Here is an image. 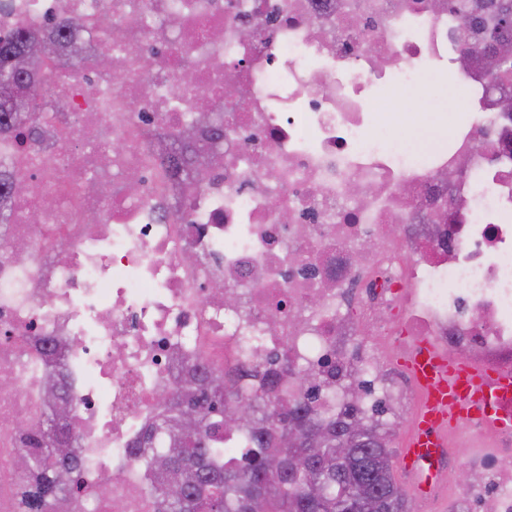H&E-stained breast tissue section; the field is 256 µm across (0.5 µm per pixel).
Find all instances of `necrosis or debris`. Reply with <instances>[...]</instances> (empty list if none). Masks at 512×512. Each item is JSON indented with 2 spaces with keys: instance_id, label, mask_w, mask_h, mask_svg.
Returning <instances> with one entry per match:
<instances>
[{
  "instance_id": "obj_1",
  "label": "necrosis or debris",
  "mask_w": 512,
  "mask_h": 512,
  "mask_svg": "<svg viewBox=\"0 0 512 512\" xmlns=\"http://www.w3.org/2000/svg\"><path fill=\"white\" fill-rule=\"evenodd\" d=\"M69 23L111 69L43 60L65 82L62 112L33 111L40 141L0 138L32 180L0 238V512H20L18 425L43 427L56 371L81 464L68 512H160L135 442L188 358L224 379L286 359L309 396L333 384L337 409L357 385L379 423L419 408L394 360L415 340L512 373V114L484 62L465 60L448 0H0V35ZM455 66L463 117L447 143L393 142L376 88L398 111L406 92L432 96L424 69ZM187 112L196 140L219 120L224 137L219 160L177 177L163 144ZM89 124L99 146L77 151ZM92 169L110 194L89 187ZM460 451L495 477L449 490L448 512H512V433L466 420L447 453Z\"/></svg>"
}]
</instances>
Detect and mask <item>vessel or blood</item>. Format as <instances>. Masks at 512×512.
Returning a JSON list of instances; mask_svg holds the SVG:
<instances>
[{
    "mask_svg": "<svg viewBox=\"0 0 512 512\" xmlns=\"http://www.w3.org/2000/svg\"><path fill=\"white\" fill-rule=\"evenodd\" d=\"M405 365L422 391L424 407L402 450L403 471L416 475L413 492L424 499L438 474L439 449L466 417L482 416L497 430L512 432V413L498 409L500 399L512 403V378L476 369L426 341Z\"/></svg>",
    "mask_w": 512,
    "mask_h": 512,
    "instance_id": "obj_1",
    "label": "vessel or blood"
}]
</instances>
